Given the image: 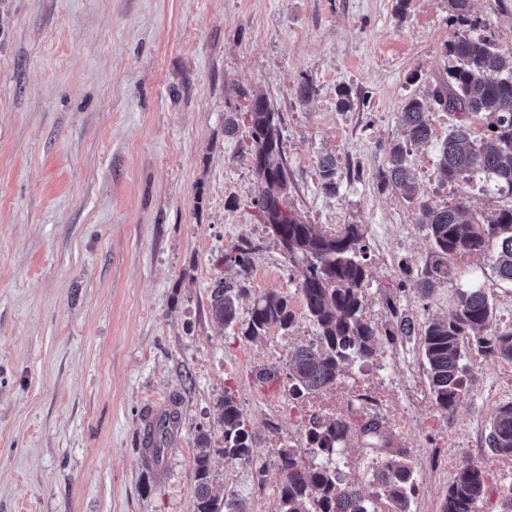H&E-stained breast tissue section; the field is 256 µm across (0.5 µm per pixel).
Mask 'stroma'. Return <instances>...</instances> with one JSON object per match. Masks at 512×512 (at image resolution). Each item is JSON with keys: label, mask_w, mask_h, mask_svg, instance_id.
<instances>
[{"label": "stroma", "mask_w": 512, "mask_h": 512, "mask_svg": "<svg viewBox=\"0 0 512 512\" xmlns=\"http://www.w3.org/2000/svg\"><path fill=\"white\" fill-rule=\"evenodd\" d=\"M470 5L471 37L512 50V0ZM457 31L448 0H0V512H194L196 439L221 446L228 393L257 463L214 455V492L274 512L279 451L307 427L288 400L286 361L315 328L300 273L255 206L263 186L246 112L256 93L282 114L303 220L364 232V317L382 337L352 374L374 390L390 380L395 411L413 425L402 444L419 487L410 512H443L449 453L495 464L486 393L500 364L469 353L471 389L445 415L413 399L428 391L417 333L464 288L483 289L498 324L512 323V283L490 250L455 257L453 278L431 294L399 283L430 253L420 202L462 198L488 218L512 198L477 183L463 197L440 177L438 148L457 118L434 105L430 143L408 156L417 199L378 176L403 137L405 101L429 99L453 66L445 46ZM327 156L332 193L318 174ZM244 238L259 249L239 309L285 294L289 334L254 342L212 319L213 285L235 276L224 253ZM393 304L416 335L388 339ZM262 371L274 381L259 382ZM160 408L177 423L153 465L148 429ZM472 420L478 431L455 440ZM344 452L350 481L370 492L374 453L359 431Z\"/></svg>", "instance_id": "1"}]
</instances>
